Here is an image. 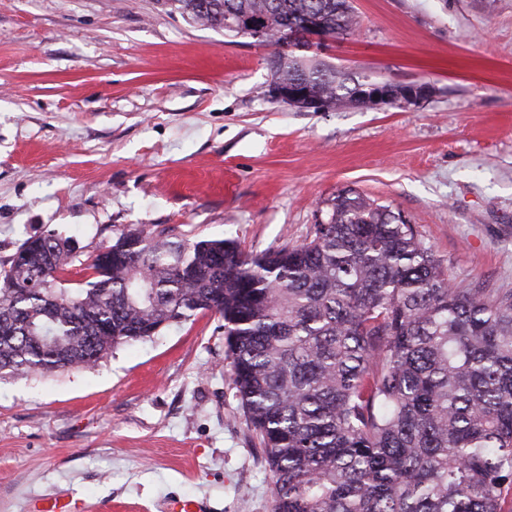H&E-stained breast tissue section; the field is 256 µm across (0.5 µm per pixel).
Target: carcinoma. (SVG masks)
I'll use <instances>...</instances> for the list:
<instances>
[{
    "instance_id": "cac0c4a2",
    "label": "carcinoma",
    "mask_w": 512,
    "mask_h": 512,
    "mask_svg": "<svg viewBox=\"0 0 512 512\" xmlns=\"http://www.w3.org/2000/svg\"><path fill=\"white\" fill-rule=\"evenodd\" d=\"M278 46L307 16L340 38L351 0H164ZM272 82L326 110L365 82L276 50ZM312 238L262 256L231 239L122 232L84 263L25 240L0 269V373L90 367L197 312L224 318L236 397L272 475L273 512H512V292L459 288L409 220L343 189Z\"/></svg>"
}]
</instances>
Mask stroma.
I'll return each mask as SVG.
<instances>
[{"instance_id":"35a3bbf8","label":"stroma","mask_w":512,"mask_h":512,"mask_svg":"<svg viewBox=\"0 0 512 512\" xmlns=\"http://www.w3.org/2000/svg\"><path fill=\"white\" fill-rule=\"evenodd\" d=\"M323 51L419 105L301 112L270 46L162 0H0V266L55 231L80 259L129 229L309 240L344 188L392 206L452 283L512 291V0H353ZM272 512V477L207 312L95 366L0 376V512Z\"/></svg>"}]
</instances>
